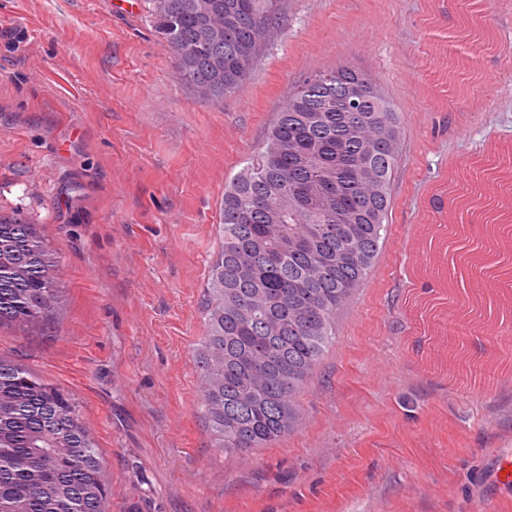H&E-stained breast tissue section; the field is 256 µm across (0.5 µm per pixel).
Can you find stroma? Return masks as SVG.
<instances>
[{"mask_svg":"<svg viewBox=\"0 0 512 512\" xmlns=\"http://www.w3.org/2000/svg\"><path fill=\"white\" fill-rule=\"evenodd\" d=\"M0 0V211L55 249L61 298L0 351L71 393L96 431L112 512H512L485 473L512 449V315L448 291L430 252L512 171V0H286L279 37L220 104L177 79L153 0ZM346 64L404 119L387 241L272 448H214L196 408L201 302L226 183L292 85Z\"/></svg>","mask_w":512,"mask_h":512,"instance_id":"35a3bbf8","label":"stroma"}]
</instances>
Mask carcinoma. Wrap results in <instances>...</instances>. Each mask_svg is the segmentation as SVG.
<instances>
[{"label": "carcinoma", "instance_id": "carcinoma-1", "mask_svg": "<svg viewBox=\"0 0 512 512\" xmlns=\"http://www.w3.org/2000/svg\"><path fill=\"white\" fill-rule=\"evenodd\" d=\"M178 78L221 103L275 40L285 0H154ZM340 75L326 83L325 74ZM361 111L336 107L348 83ZM402 116L371 75L341 65L289 89L263 151L224 188L223 244L195 354L197 411L214 447L271 448L298 426L297 394L370 275L388 230ZM59 261L37 225L0 215V328L56 313ZM0 512H111L95 431L78 402L0 355Z\"/></svg>", "mask_w": 512, "mask_h": 512}]
</instances>
